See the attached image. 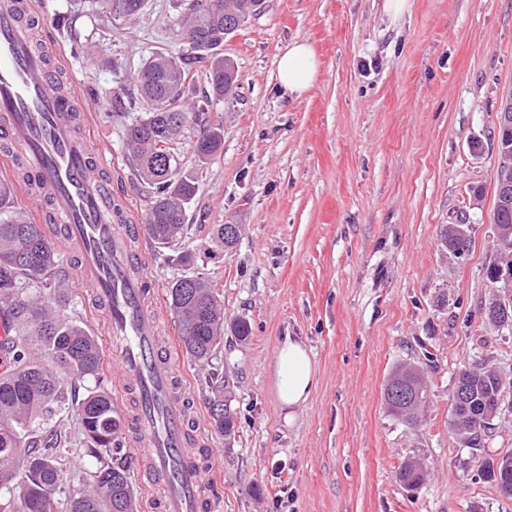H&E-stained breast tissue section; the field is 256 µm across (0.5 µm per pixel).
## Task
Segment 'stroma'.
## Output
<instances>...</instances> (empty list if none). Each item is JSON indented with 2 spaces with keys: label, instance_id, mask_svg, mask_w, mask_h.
Here are the masks:
<instances>
[{
  "label": "stroma",
  "instance_id": "stroma-1",
  "mask_svg": "<svg viewBox=\"0 0 512 512\" xmlns=\"http://www.w3.org/2000/svg\"><path fill=\"white\" fill-rule=\"evenodd\" d=\"M173 22L171 0H149L134 22L83 20L92 60L62 73L79 110L94 115L89 131L106 146L116 205L140 220L146 201L123 124L144 109L110 118L113 71L134 74L156 52L179 55ZM295 41L319 61L299 97L277 75ZM221 53L238 75L234 96L210 106L224 126L222 152L198 161L199 125L178 147L199 182L187 209L193 262H168L149 239L140 253L160 296L203 272L224 301V343L210 367L235 381L234 440L210 425V367L185 356L175 371L221 477L224 512H512L474 461L512 449V410L479 453L448 432L461 364L484 361L512 378V330L490 326L482 312L494 258L496 114L512 94V0H410L397 18L384 0H262ZM462 219L472 244L456 258L438 233ZM217 224L241 225L233 249L213 241ZM61 260L71 274L68 312L107 342L91 286L73 277V254ZM239 318L251 324L248 339L232 329ZM287 336L307 347L319 379L290 426L273 370ZM406 360L421 361L432 391L416 430L382 399ZM412 456L428 471L415 491L396 478Z\"/></svg>",
  "mask_w": 512,
  "mask_h": 512
}]
</instances>
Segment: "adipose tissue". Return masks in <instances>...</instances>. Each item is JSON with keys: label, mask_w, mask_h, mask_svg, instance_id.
<instances>
[{"label": "adipose tissue", "mask_w": 512, "mask_h": 512, "mask_svg": "<svg viewBox=\"0 0 512 512\" xmlns=\"http://www.w3.org/2000/svg\"><path fill=\"white\" fill-rule=\"evenodd\" d=\"M319 62L313 48L295 42L281 54L278 80L288 94L299 96L316 80ZM318 382L317 370L306 347L300 341L285 338L275 358V397L284 410V421L293 424L295 413L309 399Z\"/></svg>", "instance_id": "ef3b65f1"}]
</instances>
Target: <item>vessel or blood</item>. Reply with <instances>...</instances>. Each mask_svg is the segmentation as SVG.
Segmentation results:
<instances>
[{
    "mask_svg": "<svg viewBox=\"0 0 512 512\" xmlns=\"http://www.w3.org/2000/svg\"><path fill=\"white\" fill-rule=\"evenodd\" d=\"M39 20L21 16L17 0H0V139L11 152L0 170L35 203L37 219L58 224L78 280L107 314L113 382L132 404L124 445L151 512H223L212 467L191 456L187 398L173 377L176 338L133 248L145 227L113 205L112 180L99 172L105 147L87 132L90 114L75 111L76 91L47 68L32 29Z\"/></svg>",
    "mask_w": 512,
    "mask_h": 512,
    "instance_id": "b4317fda",
    "label": "vessel or blood"
}]
</instances>
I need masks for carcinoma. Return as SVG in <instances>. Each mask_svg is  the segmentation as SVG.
Segmentation results:
<instances>
[{
  "label": "carcinoma",
  "instance_id": "carcinoma-1",
  "mask_svg": "<svg viewBox=\"0 0 512 512\" xmlns=\"http://www.w3.org/2000/svg\"><path fill=\"white\" fill-rule=\"evenodd\" d=\"M148 0H99L106 16L132 21L146 10ZM261 0H173L178 22L175 36L181 55L156 52L133 77V96L112 98L113 116L139 100L144 115L125 125L136 175L147 199L146 231L163 248L185 242L187 205L199 183L183 171L176 146L190 123H204L205 132L194 144L199 161L216 157L224 146L220 121L209 122L211 99L233 93L234 66L223 56L224 37L242 27ZM207 64L208 94L188 106L190 85L186 77ZM500 159L496 194V256L485 276L489 290L482 310L490 319L495 296L494 277L501 266L512 269V124L499 125L496 140ZM461 224L440 229L441 246L462 255L471 245ZM237 224H218L214 237L226 248L239 238ZM61 253L36 224L14 211V190L0 181V318L10 325L12 363L0 373V512H134L127 471L112 465L116 444V419L112 395L102 375L103 350L97 337L80 318L64 313L68 283L61 270ZM167 300L177 315L185 352L198 363H207L224 340V302L198 274L176 280ZM465 399L448 403V431L478 450L495 419L497 405L512 382L485 363L466 364L457 370ZM84 384L83 397L72 384ZM234 385L229 379L211 382V427L226 440L235 438L236 414L232 408ZM390 415L411 428L423 423L421 412L429 403L423 369L406 362L391 373L383 390ZM76 409L77 437H72L64 413ZM94 458L98 466L86 473L83 487L72 488L66 477L72 447ZM492 457L479 460L476 473L484 480L512 484V469L494 472ZM426 476L423 462L409 457L397 470L399 482L419 488Z\"/></svg>",
  "mask_w": 512,
  "mask_h": 512
}]
</instances>
